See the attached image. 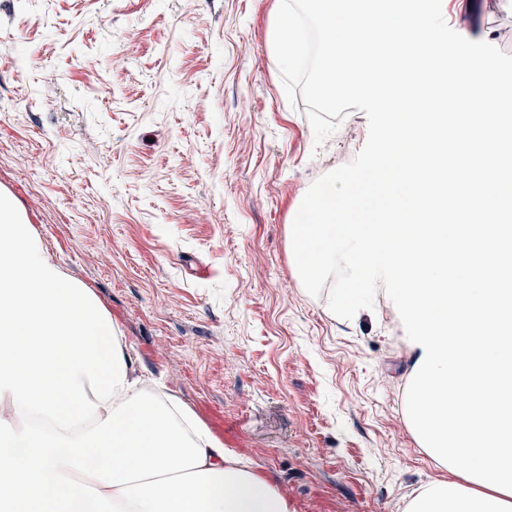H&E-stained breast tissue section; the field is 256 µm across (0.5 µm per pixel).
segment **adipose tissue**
<instances>
[{
    "label": "adipose tissue",
    "instance_id": "adipose-tissue-1",
    "mask_svg": "<svg viewBox=\"0 0 512 512\" xmlns=\"http://www.w3.org/2000/svg\"><path fill=\"white\" fill-rule=\"evenodd\" d=\"M0 512H291L171 394L0 192Z\"/></svg>",
    "mask_w": 512,
    "mask_h": 512
}]
</instances>
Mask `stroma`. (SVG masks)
Returning <instances> with one entry per match:
<instances>
[{"mask_svg":"<svg viewBox=\"0 0 512 512\" xmlns=\"http://www.w3.org/2000/svg\"><path fill=\"white\" fill-rule=\"evenodd\" d=\"M449 25L512 54V0ZM280 0H0V191L95 295L135 368L293 512H403L447 469L406 417L410 363L382 297L353 319L309 295L289 235L322 145L267 33Z\"/></svg>","mask_w":512,"mask_h":512,"instance_id":"35a3bbf8","label":"stroma"}]
</instances>
